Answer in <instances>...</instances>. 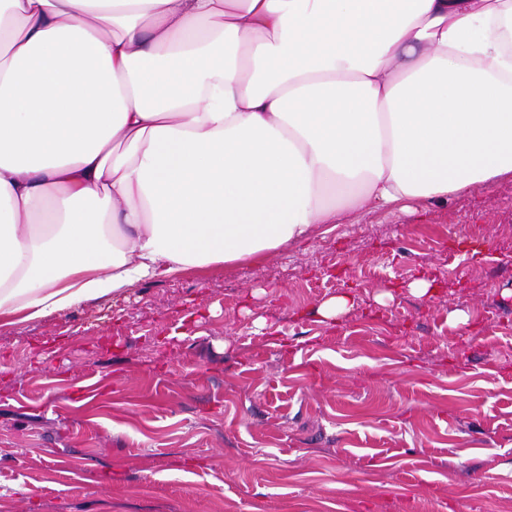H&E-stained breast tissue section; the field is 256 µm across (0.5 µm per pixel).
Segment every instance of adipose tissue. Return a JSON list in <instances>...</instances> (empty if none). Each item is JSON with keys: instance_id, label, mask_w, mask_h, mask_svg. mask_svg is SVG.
Here are the masks:
<instances>
[{"instance_id": "obj_1", "label": "adipose tissue", "mask_w": 512, "mask_h": 512, "mask_svg": "<svg viewBox=\"0 0 512 512\" xmlns=\"http://www.w3.org/2000/svg\"><path fill=\"white\" fill-rule=\"evenodd\" d=\"M509 180L512 0H0V326Z\"/></svg>"}]
</instances>
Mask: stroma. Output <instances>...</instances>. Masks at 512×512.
I'll return each instance as SVG.
<instances>
[{"instance_id": "1", "label": "stroma", "mask_w": 512, "mask_h": 512, "mask_svg": "<svg viewBox=\"0 0 512 512\" xmlns=\"http://www.w3.org/2000/svg\"><path fill=\"white\" fill-rule=\"evenodd\" d=\"M0 512H512V182L0 326Z\"/></svg>"}]
</instances>
